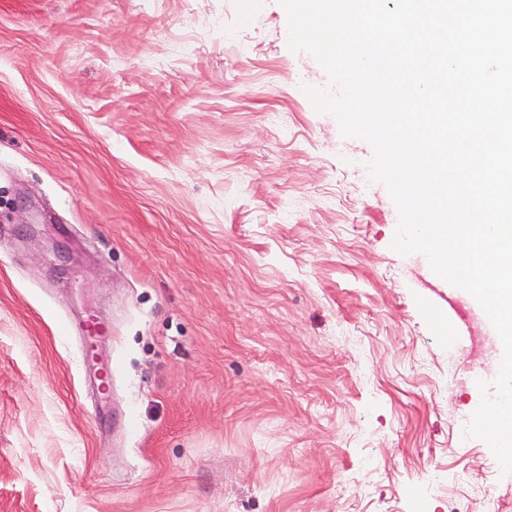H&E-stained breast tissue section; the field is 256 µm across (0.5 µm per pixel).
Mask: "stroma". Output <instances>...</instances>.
Listing matches in <instances>:
<instances>
[{"instance_id":"35a3bbf8","label":"stroma","mask_w":512,"mask_h":512,"mask_svg":"<svg viewBox=\"0 0 512 512\" xmlns=\"http://www.w3.org/2000/svg\"><path fill=\"white\" fill-rule=\"evenodd\" d=\"M306 84L278 0H0V512H512L493 332Z\"/></svg>"}]
</instances>
